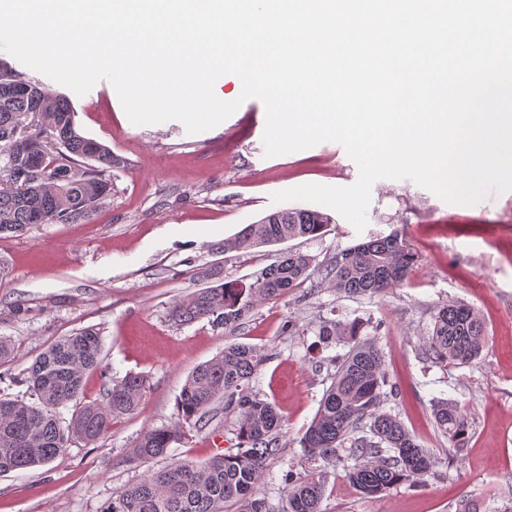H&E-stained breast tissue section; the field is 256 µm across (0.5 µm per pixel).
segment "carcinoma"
Listing matches in <instances>:
<instances>
[{
	"label": "carcinoma",
	"instance_id": "1",
	"mask_svg": "<svg viewBox=\"0 0 512 512\" xmlns=\"http://www.w3.org/2000/svg\"><path fill=\"white\" fill-rule=\"evenodd\" d=\"M30 92L20 94L17 85ZM25 140L45 147L37 191L18 193V177L26 172L27 154L17 150ZM112 151L80 134L69 102L50 96L22 77L0 68V234L25 233L36 224H83L112 196L107 170L120 165ZM330 217L307 209L271 213L224 241V250L248 249L296 238L324 235ZM313 259L290 252L253 281L210 285L170 307L178 325L208 319L215 327L239 328L255 307L299 286L310 277ZM415 253L403 236L392 232L336 252L328 272L338 294L375 297L403 284ZM318 335L347 340L351 348L336 369L316 416L300 437L307 457L326 465L353 461L348 478L365 495L376 496L407 480L428 474L431 451L419 443L401 420L383 409L395 395L387 385L379 346L360 339V326L325 321ZM103 339L94 328L63 336L35 359L19 384L25 392L0 396V473L46 465L74 440L92 445L112 422L132 414L145 392L144 377L129 373L105 383L103 397L75 406L67 425L61 409L77 400L85 376L100 366ZM486 346L483 321L465 304L448 303L434 316L426 351L437 363L469 364ZM262 349L244 343L224 346L197 366L177 400L178 422L143 432L129 453L135 463L167 456L184 439L183 424L206 430L217 419L215 404L237 414L236 452L216 454L205 462H173L149 471L143 479L112 498L101 512H272L257 494L265 461L280 453L282 417L275 405L260 398L249 384L265 361ZM441 433L462 448L469 421L457 403L438 401L433 408ZM323 474L288 475L280 512H321Z\"/></svg>",
	"mask_w": 512,
	"mask_h": 512
}]
</instances>
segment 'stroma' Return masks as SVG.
Masks as SVG:
<instances>
[{
    "instance_id": "obj_1",
    "label": "stroma",
    "mask_w": 512,
    "mask_h": 512,
    "mask_svg": "<svg viewBox=\"0 0 512 512\" xmlns=\"http://www.w3.org/2000/svg\"><path fill=\"white\" fill-rule=\"evenodd\" d=\"M1 66L65 96L78 129L121 163L110 171L111 198L90 222L0 235V336L14 342L12 358L0 364V393H22L18 380L33 360L87 327L103 337L107 371L88 375L85 399H100L105 379L130 372L145 378L146 392L138 410L97 443L76 442L49 464L0 474V512H99L147 471L235 447L236 416L224 412L205 431L187 429L166 457L140 465L128 458L141 433L177 422V397L192 370L234 342L269 355L250 387L284 416L282 450L266 461L259 487L278 512L286 476L311 469L300 436L349 349L322 340L318 329L326 319L358 322L362 337L376 341L398 392L387 407L436 463L422 479L377 497L361 494L343 465L328 467L322 512H458L464 501L475 512H493L512 498V191L464 206L411 180L383 178L371 187L363 230L336 213L322 238L226 252V239L283 210L273 193L353 185L359 170L345 148L327 141L265 157L266 110L256 98L216 127L191 134L177 120L133 124L109 81L79 96L11 55L0 54ZM394 230L418 256L401 286L372 298L330 288L326 271L337 250ZM291 250L312 257L314 274L258 306L236 331L205 319L184 326L170 320L176 300L206 287V271L248 283ZM448 302L471 306L483 320L487 343L473 364L425 357L434 315ZM290 322L295 330H287ZM439 400L457 401L466 412L462 452L437 430L432 406Z\"/></svg>"
}]
</instances>
